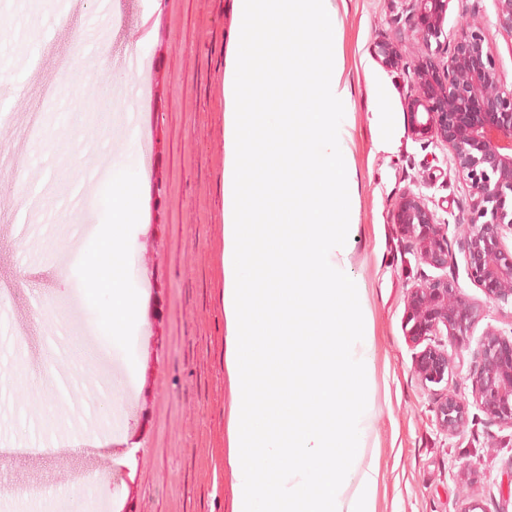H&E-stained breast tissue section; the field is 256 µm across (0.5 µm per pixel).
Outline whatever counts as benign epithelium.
Here are the masks:
<instances>
[{
	"mask_svg": "<svg viewBox=\"0 0 512 512\" xmlns=\"http://www.w3.org/2000/svg\"><path fill=\"white\" fill-rule=\"evenodd\" d=\"M453 0H413L404 24L422 46L408 59L401 41L374 42L373 55L386 69L410 75L408 97L411 134L448 146L456 170L470 186L467 211L455 221L466 226L461 242L467 275L497 307L512 304V86L505 82L491 54L484 24L474 23L455 38L446 57L444 25ZM497 25L512 35V0H495ZM393 223L416 246L420 260L439 270L454 267L449 223L429 209L423 197L403 192L392 212ZM407 336L420 342L446 330L449 347L428 345L415 357L423 384L448 383L485 308L467 300L453 276L426 279L407 295ZM473 401L447 389L436 402L438 425L450 435L469 422V406L491 425L512 427V336L489 325L474 351Z\"/></svg>",
	"mask_w": 512,
	"mask_h": 512,
	"instance_id": "7a95c632",
	"label": "benign epithelium"
}]
</instances>
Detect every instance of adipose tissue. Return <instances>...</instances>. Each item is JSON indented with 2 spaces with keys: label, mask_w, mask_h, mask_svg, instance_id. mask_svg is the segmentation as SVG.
Wrapping results in <instances>:
<instances>
[{
  "label": "adipose tissue",
  "mask_w": 512,
  "mask_h": 512,
  "mask_svg": "<svg viewBox=\"0 0 512 512\" xmlns=\"http://www.w3.org/2000/svg\"><path fill=\"white\" fill-rule=\"evenodd\" d=\"M134 167L114 170L99 194L100 231L90 246L93 261L82 270L90 280L84 302L92 325L108 349L123 346L139 323L137 291L124 274L123 244L140 228Z\"/></svg>",
  "instance_id": "adipose-tissue-1"
}]
</instances>
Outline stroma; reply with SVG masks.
<instances>
[{
	"label": "stroma",
	"mask_w": 512,
	"mask_h": 512,
	"mask_svg": "<svg viewBox=\"0 0 512 512\" xmlns=\"http://www.w3.org/2000/svg\"><path fill=\"white\" fill-rule=\"evenodd\" d=\"M0 17V46L38 40L53 29L35 66L14 55L21 76L13 90L12 126L0 127V293L31 309L25 335L8 329L0 365L9 367L0 398V512H231L228 425L238 388L224 367V155L222 79L237 18L233 0H17ZM404 0H345L338 44L351 100L349 162L356 172V219L348 230L349 277L364 290L372 335L366 449L378 467L377 512H512V429L475 416L459 434L436 421L439 386L414 371L420 344L406 334V299L437 277L392 222L405 191L423 195L451 220L469 205L467 182L446 145L412 138L406 113L410 78L372 56L381 38L398 34ZM473 13L487 28L490 50L512 83V35L499 29L494 0H454L445 32L455 38ZM144 22L137 50L151 59L148 95L129 111L64 110L37 143L23 134L47 96L125 101L137 82L113 62L128 49L126 19ZM83 43L84 55L71 54ZM68 63L71 79L55 91L49 76ZM389 103L392 150L378 149L376 89ZM127 101V100H126ZM154 130L152 167H138L142 230L126 250V272L141 289V321L125 353L100 355L87 308H74L85 278L64 273L58 251L85 246L96 220L97 173L121 160L141 124ZM42 187L37 233L17 232L25 189ZM68 327L64 353L46 342L47 327ZM67 378L59 392L58 378ZM109 468L110 483L91 480V462Z\"/></svg>",
	"instance_id": "obj_1"
}]
</instances>
